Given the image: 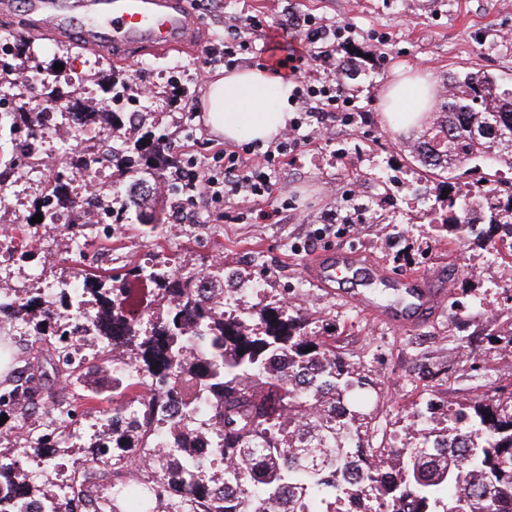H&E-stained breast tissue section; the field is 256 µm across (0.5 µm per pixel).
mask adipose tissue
Here are the masks:
<instances>
[{
	"mask_svg": "<svg viewBox=\"0 0 512 512\" xmlns=\"http://www.w3.org/2000/svg\"><path fill=\"white\" fill-rule=\"evenodd\" d=\"M433 89L428 77L414 68L399 72L386 95V111L405 113V127H413L428 108ZM291 85L271 68L236 70L209 78L204 98L206 121L225 141L241 137L270 141L288 126Z\"/></svg>",
	"mask_w": 512,
	"mask_h": 512,
	"instance_id": "1",
	"label": "adipose tissue"
}]
</instances>
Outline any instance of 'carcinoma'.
Segmentation results:
<instances>
[{
	"mask_svg": "<svg viewBox=\"0 0 512 512\" xmlns=\"http://www.w3.org/2000/svg\"><path fill=\"white\" fill-rule=\"evenodd\" d=\"M443 117L416 140L411 154L432 178L458 164L512 169V88L487 72L453 74ZM71 109L75 131L101 123L110 132L127 126L128 113L95 110L79 100ZM26 136L42 129V113L19 114ZM112 175L125 184L128 226L157 239L162 224L152 208L160 193V163H178L169 145L138 123L135 133L112 148ZM92 157L79 155L68 175H58L51 192L65 209H82L68 193L70 177L90 169ZM488 188L448 195V215L440 228L461 247L500 231L512 234V192L504 180ZM158 285L163 312L129 309L128 277ZM215 296L199 295L201 279L167 274L154 266H132L123 275L86 272L68 291L50 300L24 296L6 319L32 324L34 335L53 353L57 373L91 383L87 367L71 365L58 322L74 296L93 304L95 338L127 355L134 377L118 376L121 399L144 413L136 428L113 426L89 452L112 459V512H512V395L479 398L448 409L445 429L420 430L404 448L364 444L359 415L346 393L361 372L336 355L328 336H312L304 318L288 307L264 305L238 315L224 309V268L207 274ZM312 351H307V348ZM43 374L28 375L27 386L0 394V415L20 400L49 394ZM169 401L190 408L162 432L155 413ZM219 434L203 462L200 422ZM67 442L62 432L28 439L23 453L51 459ZM10 488L12 507L49 495L31 484L14 453L0 451V488Z\"/></svg>",
	"mask_w": 512,
	"mask_h": 512,
	"instance_id": "obj_1",
	"label": "carcinoma"
}]
</instances>
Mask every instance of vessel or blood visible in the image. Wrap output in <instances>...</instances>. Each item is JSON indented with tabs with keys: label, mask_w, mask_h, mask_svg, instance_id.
I'll return each instance as SVG.
<instances>
[{
	"label": "vessel or blood",
	"mask_w": 512,
	"mask_h": 512,
	"mask_svg": "<svg viewBox=\"0 0 512 512\" xmlns=\"http://www.w3.org/2000/svg\"><path fill=\"white\" fill-rule=\"evenodd\" d=\"M24 8L35 26L78 34L95 48L147 45L161 53L182 51L199 25L185 0H25ZM303 273L324 289L354 274L373 281L384 275L361 252L345 248L312 255ZM402 290L408 303L391 311L360 292L353 300L369 318L411 331L439 312L451 296L446 281L422 273L406 274Z\"/></svg>",
	"instance_id": "1"
}]
</instances>
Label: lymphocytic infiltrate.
<instances>
[{
	"label": "lymphocytic infiltrate",
	"instance_id": "f902f5d3",
	"mask_svg": "<svg viewBox=\"0 0 512 512\" xmlns=\"http://www.w3.org/2000/svg\"><path fill=\"white\" fill-rule=\"evenodd\" d=\"M284 27L299 41L298 48L286 56L289 74L296 79L290 101L297 105L299 117L293 118L289 132L263 153H254L248 145L238 151L219 149L223 171L190 176L193 192L215 201L240 193L263 196L271 185L272 171L287 164L289 156L309 144V136L301 132L304 121L311 119L321 125L339 121L353 107L355 95L336 68V52L351 40L353 27L311 14L288 18Z\"/></svg>",
	"mask_w": 512,
	"mask_h": 512
}]
</instances>
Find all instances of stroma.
<instances>
[{
  "label": "stroma",
  "instance_id": "obj_1",
  "mask_svg": "<svg viewBox=\"0 0 512 512\" xmlns=\"http://www.w3.org/2000/svg\"><path fill=\"white\" fill-rule=\"evenodd\" d=\"M201 18V46L221 43L225 18L264 13L278 28L288 13H311L343 20L354 28L353 41L337 55L359 70L348 88L356 96L353 121L337 122L313 135L271 178L272 189L258 201L235 198L195 209L183 228L165 227L152 242L126 227L112 237V268L131 260L160 262L180 275L223 266L241 288L237 307L287 305L304 316L315 336L334 335L336 351L369 380L347 394L351 410L365 417L371 445L399 448L417 422L447 426L449 407L483 394L512 393V282L503 276L496 252L503 241L474 242L457 263L448 260V238L438 226L449 194L475 189L479 170L455 168L449 184L432 183L433 204L414 188L425 171L410 156L413 133L388 127L382 114L385 89L396 69L428 71L443 102L448 75L458 71L494 74L512 87V0H195ZM94 67H87V60ZM198 55L188 51L158 54L148 49L82 47L79 35L42 36L30 42L13 65L37 70L50 84L83 102L101 106V83L118 78L151 87L143 117L157 136L180 145L182 161L200 173L218 168L217 136L202 116L181 111L179 90L203 99ZM272 222H258L259 211ZM363 217L347 234L319 237L322 225ZM337 247L355 248L389 273L420 272L446 278L453 292L446 307L411 332L368 319L354 304L314 286L303 274L307 258ZM13 274L6 287L36 291L45 283L81 276L87 262L71 250L61 230L39 228L26 257L11 255ZM438 412L427 415L428 404ZM92 477L104 497L112 495V465L92 458L86 446L71 442L56 462L21 460L30 483L51 485L57 463Z\"/></svg>",
  "mask_w": 512,
  "mask_h": 512
}]
</instances>
